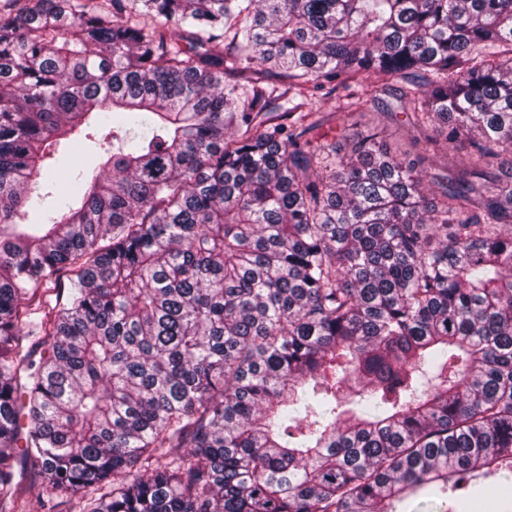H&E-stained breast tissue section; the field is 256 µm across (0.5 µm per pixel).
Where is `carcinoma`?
Returning a JSON list of instances; mask_svg holds the SVG:
<instances>
[{"mask_svg": "<svg viewBox=\"0 0 512 512\" xmlns=\"http://www.w3.org/2000/svg\"><path fill=\"white\" fill-rule=\"evenodd\" d=\"M275 69L305 101L270 108ZM392 76L462 168L311 137L316 92ZM507 153L512 0H0V512L24 460L78 512H400L511 472Z\"/></svg>", "mask_w": 512, "mask_h": 512, "instance_id": "carcinoma-1", "label": "carcinoma"}]
</instances>
